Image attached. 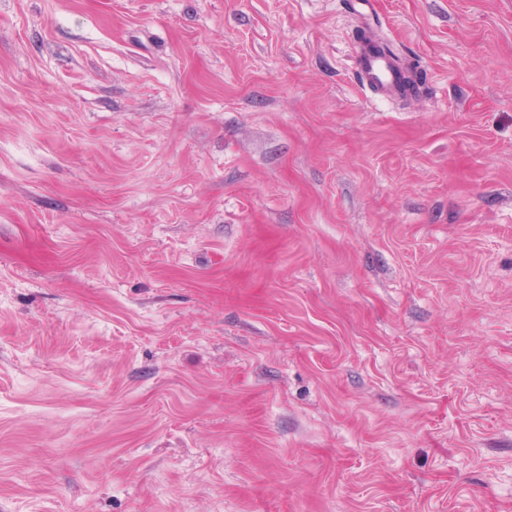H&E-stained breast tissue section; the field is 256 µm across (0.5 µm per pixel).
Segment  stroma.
<instances>
[{
  "label": "stroma",
  "mask_w": 512,
  "mask_h": 512,
  "mask_svg": "<svg viewBox=\"0 0 512 512\" xmlns=\"http://www.w3.org/2000/svg\"><path fill=\"white\" fill-rule=\"evenodd\" d=\"M356 2L0 0V512H512V0ZM356 66L367 84L380 97L392 99L403 94L401 66L396 58L374 54L362 46L356 58Z\"/></svg>",
  "instance_id": "1"
}]
</instances>
